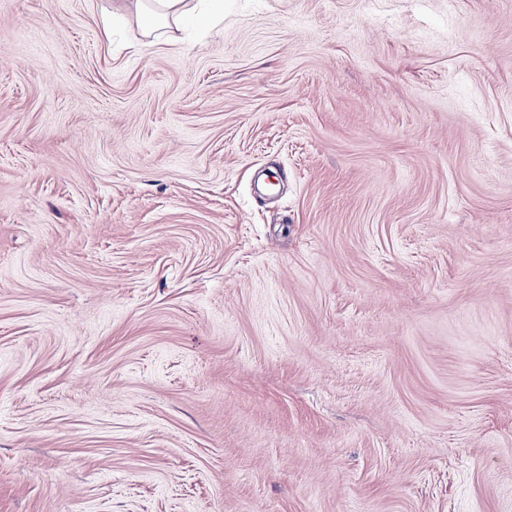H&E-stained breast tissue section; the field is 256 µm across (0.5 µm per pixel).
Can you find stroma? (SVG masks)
Here are the masks:
<instances>
[{"label":"stroma","instance_id":"obj_1","mask_svg":"<svg viewBox=\"0 0 512 512\" xmlns=\"http://www.w3.org/2000/svg\"><path fill=\"white\" fill-rule=\"evenodd\" d=\"M0 0V512H512V0ZM191 2L193 0H123L117 9L134 16L137 23L149 31L196 13L200 4Z\"/></svg>","mask_w":512,"mask_h":512}]
</instances>
